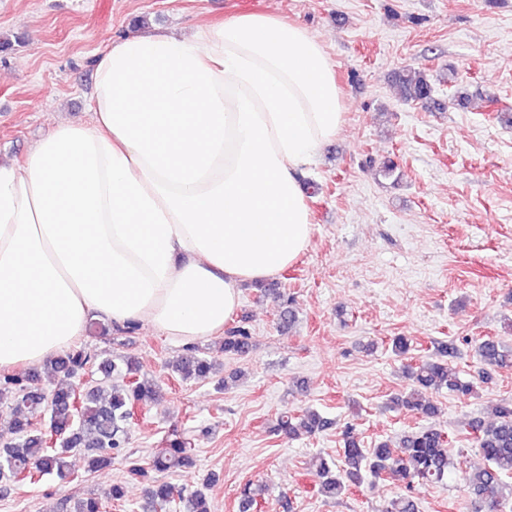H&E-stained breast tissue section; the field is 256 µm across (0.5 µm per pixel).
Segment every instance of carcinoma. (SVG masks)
<instances>
[{
	"instance_id": "1",
	"label": "carcinoma",
	"mask_w": 512,
	"mask_h": 512,
	"mask_svg": "<svg viewBox=\"0 0 512 512\" xmlns=\"http://www.w3.org/2000/svg\"><path fill=\"white\" fill-rule=\"evenodd\" d=\"M400 98L407 103L433 100L435 87L430 74L423 68L405 69L397 74ZM414 347L408 336H395L391 350L406 357ZM251 349V336L246 327L238 325L224 332L222 350L226 354L245 355ZM448 345L438 347L437 354L404 365L409 386L391 400L392 407L414 412L428 419L440 415L436 396L443 391L459 398L475 393L474 381L461 376L448 361ZM480 378L487 381L499 368L512 367V345L498 336H484L476 344ZM97 368L102 378L85 385L79 406H74V386L71 380L87 369ZM50 369L59 378V386L48 396L31 386L30 380L15 374L0 375V401L12 406L9 429L15 434L12 443L0 447V479L39 481L45 475L70 478L69 454L83 450L89 468L101 471L112 465L114 455L127 443V429L138 406L155 395L151 383L140 378L139 361L132 356L120 362L105 358L84 347L72 349L50 362ZM212 362L198 350L189 349L176 362L175 372L184 380L209 377ZM126 379L121 390L112 388V374ZM38 409L49 415V433L33 427L30 415ZM332 422L314 409L285 411L278 416L274 432L290 439L312 437L327 429ZM476 446L485 465L467 478L468 492L478 505V512H507L512 507V401H500L493 419L486 422L474 418L469 423ZM453 437L430 425L410 431L394 444L388 440L367 448L354 429L343 431V465L329 464L320 456L309 470L317 493L326 499L339 496L351 487L360 486L369 477L374 481H391L403 487L388 502L383 512H418L411 487L442 484L450 472L449 448ZM188 441L173 438L153 457L152 468L157 472L191 463ZM132 480L147 483L144 512H161L174 499L185 512H211L206 493L200 489L177 491L167 482L134 463L128 469ZM262 486L249 481L240 490L239 512H260Z\"/></svg>"
}]
</instances>
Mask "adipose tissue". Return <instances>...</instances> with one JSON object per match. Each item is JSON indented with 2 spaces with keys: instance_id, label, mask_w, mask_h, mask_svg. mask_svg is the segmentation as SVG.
Returning <instances> with one entry per match:
<instances>
[{
  "instance_id": "adipose-tissue-1",
  "label": "adipose tissue",
  "mask_w": 512,
  "mask_h": 512,
  "mask_svg": "<svg viewBox=\"0 0 512 512\" xmlns=\"http://www.w3.org/2000/svg\"><path fill=\"white\" fill-rule=\"evenodd\" d=\"M91 110L0 166V369L43 363L94 318L222 333L242 283L308 248L298 176L345 115L322 43L267 14L121 38Z\"/></svg>"
}]
</instances>
